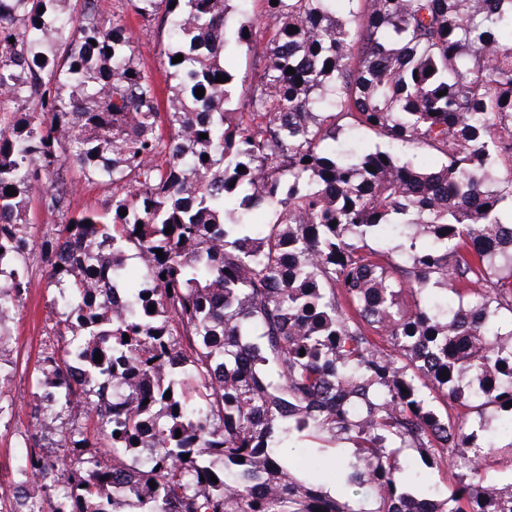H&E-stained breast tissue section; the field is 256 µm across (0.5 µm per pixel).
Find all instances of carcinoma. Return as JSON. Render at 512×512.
Wrapping results in <instances>:
<instances>
[{
  "label": "carcinoma",
  "instance_id": "obj_1",
  "mask_svg": "<svg viewBox=\"0 0 512 512\" xmlns=\"http://www.w3.org/2000/svg\"><path fill=\"white\" fill-rule=\"evenodd\" d=\"M230 2L130 0L166 30L163 108L96 0H0L1 336L44 179L62 219L11 512H512L486 473L512 470V0H261L235 29ZM346 120L388 149H337ZM70 167L102 210L70 214ZM405 448L453 492H414ZM231 65L238 83L237 94L245 91L263 68L262 60L256 58L253 52H248L244 46L235 54Z\"/></svg>",
  "mask_w": 512,
  "mask_h": 512
}]
</instances>
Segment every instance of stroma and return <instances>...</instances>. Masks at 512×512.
<instances>
[{
  "label": "stroma",
  "mask_w": 512,
  "mask_h": 512,
  "mask_svg": "<svg viewBox=\"0 0 512 512\" xmlns=\"http://www.w3.org/2000/svg\"><path fill=\"white\" fill-rule=\"evenodd\" d=\"M98 11L102 19L124 20L136 52L161 97L170 96L167 65L162 55L164 33L154 27L143 29L129 0H98ZM58 221V216L44 210L39 201H32L29 222L35 249L29 255L28 264L33 286L7 323L9 336L0 339V365L8 372L7 379L0 380V484L6 486L13 482L18 460L26 452L24 434L30 421L28 404L34 390L36 360L51 315L44 287L45 270L36 246Z\"/></svg>",
  "instance_id": "35a3bbf8"
}]
</instances>
